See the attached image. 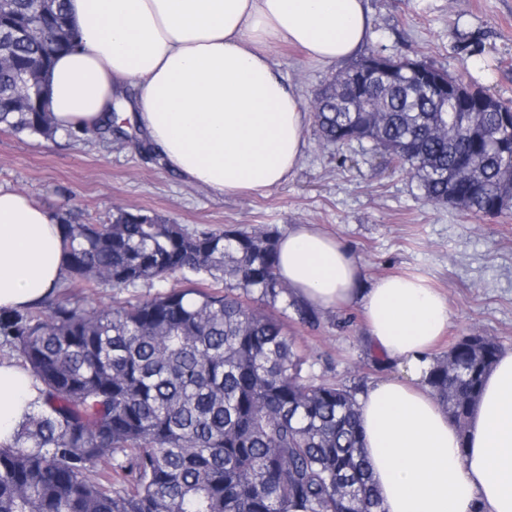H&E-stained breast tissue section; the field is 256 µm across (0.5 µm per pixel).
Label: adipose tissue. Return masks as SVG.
I'll list each match as a JSON object with an SVG mask.
<instances>
[{"label":"adipose tissue","instance_id":"adipose-tissue-1","mask_svg":"<svg viewBox=\"0 0 512 512\" xmlns=\"http://www.w3.org/2000/svg\"><path fill=\"white\" fill-rule=\"evenodd\" d=\"M81 46L59 55L49 108L59 130L133 115L147 142L189 182L221 194L286 182L306 146L303 97L275 68L272 46L339 63L365 42L366 0H67ZM278 274L317 308L358 304L373 345L398 361L360 395L359 427L385 512H512V352L486 377L459 434L424 385L432 347L448 325L445 295L421 276L363 287V268L312 225L279 239ZM63 275L54 213L0 188V309L45 300ZM38 393L0 363V442Z\"/></svg>","mask_w":512,"mask_h":512}]
</instances>
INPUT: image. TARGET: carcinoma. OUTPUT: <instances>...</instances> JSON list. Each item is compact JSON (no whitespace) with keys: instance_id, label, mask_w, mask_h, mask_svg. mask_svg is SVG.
<instances>
[{"instance_id":"cac0c4a2","label":"carcinoma","mask_w":512,"mask_h":512,"mask_svg":"<svg viewBox=\"0 0 512 512\" xmlns=\"http://www.w3.org/2000/svg\"><path fill=\"white\" fill-rule=\"evenodd\" d=\"M53 25L39 42L3 39L15 67L76 45L66 0H8L5 25ZM364 56L315 93L323 145L367 142L416 179L425 199L478 217L512 216V104L446 76L454 111L414 66L362 78ZM52 138L33 86L0 70V127ZM103 140L119 128L69 130ZM64 274L45 309L0 310V348L38 390L0 443V512H385L358 427L365 383L317 382L282 316L318 322L280 279L264 229L189 232L118 209L99 224L58 216ZM175 278L134 304L87 307L76 288L122 293ZM261 303L252 306L247 298ZM500 344L471 333L434 360L427 385L465 433ZM123 456L125 463H117ZM97 465L95 475L88 466ZM128 472L117 484L112 469Z\"/></svg>"}]
</instances>
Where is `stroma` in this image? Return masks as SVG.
Wrapping results in <instances>:
<instances>
[{"label": "stroma", "instance_id": "35a3bbf8", "mask_svg": "<svg viewBox=\"0 0 512 512\" xmlns=\"http://www.w3.org/2000/svg\"><path fill=\"white\" fill-rule=\"evenodd\" d=\"M371 31L362 55L428 60L512 100V0H368ZM481 61L471 69L470 58ZM277 71L311 101L339 70L280 47ZM126 138L45 139L0 128V187L26 194L52 212L96 224L114 208L150 211L188 231L262 227L281 236L312 224L335 237L364 268L365 281L390 274L428 277L448 299V329L435 356L464 334L496 338L512 351V218H478L428 203L406 172L382 162L370 145L322 147L314 124L295 172L271 189L219 194L169 171L124 122ZM317 325L288 320L287 330L312 372L326 382H376L402 375L380 363L359 306L323 309Z\"/></svg>", "mask_w": 512, "mask_h": 512}]
</instances>
